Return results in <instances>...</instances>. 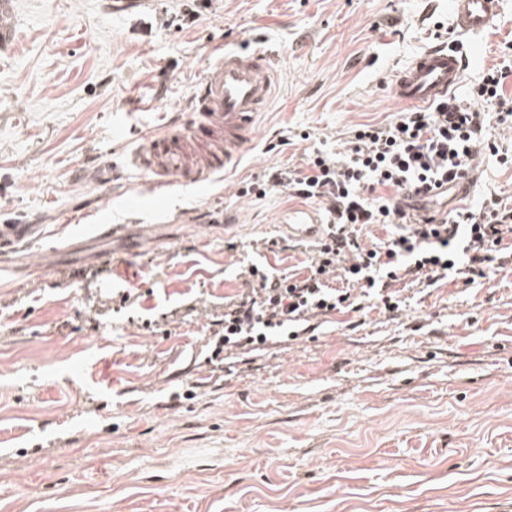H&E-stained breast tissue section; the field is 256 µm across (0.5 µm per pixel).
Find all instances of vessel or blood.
Masks as SVG:
<instances>
[{
  "mask_svg": "<svg viewBox=\"0 0 512 512\" xmlns=\"http://www.w3.org/2000/svg\"><path fill=\"white\" fill-rule=\"evenodd\" d=\"M502 4L503 0H448L462 36L483 33L499 15ZM468 65L467 54L458 46L443 43L427 48L396 72L391 94L407 107L431 106L454 93ZM276 80L271 54L230 50L215 55L194 96L200 120L190 140H150L132 152L129 166L145 174L144 186L151 192L162 187L158 174L191 160L202 172L228 170L251 143ZM282 227L290 239L298 241H317L326 235L324 225L305 207L289 210Z\"/></svg>",
  "mask_w": 512,
  "mask_h": 512,
  "instance_id": "b4317fda",
  "label": "vessel or blood"
}]
</instances>
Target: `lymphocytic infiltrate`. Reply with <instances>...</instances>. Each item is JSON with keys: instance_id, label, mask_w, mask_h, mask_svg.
<instances>
[{"instance_id": "lymphocytic-infiltrate-1", "label": "lymphocytic infiltrate", "mask_w": 512, "mask_h": 512, "mask_svg": "<svg viewBox=\"0 0 512 512\" xmlns=\"http://www.w3.org/2000/svg\"><path fill=\"white\" fill-rule=\"evenodd\" d=\"M512 60L484 70L465 96L424 110L403 109L386 123L356 128L345 152L320 150L302 166H277L245 183L241 197L275 190L321 204L336 228L312 245L304 271H241V292L224 303L211 358L264 350L273 339L312 335L313 318L336 313L394 314L399 284L472 285L512 266V202L496 195L440 218L430 204L461 179L479 151L512 164V153L487 139L491 124L512 128ZM384 235L367 243L363 230Z\"/></svg>"}]
</instances>
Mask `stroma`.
Instances as JSON below:
<instances>
[{"instance_id":"obj_1","label":"stroma","mask_w":512,"mask_h":512,"mask_svg":"<svg viewBox=\"0 0 512 512\" xmlns=\"http://www.w3.org/2000/svg\"><path fill=\"white\" fill-rule=\"evenodd\" d=\"M10 4L0 224L23 231L0 245V512H512V270L210 360L240 269L306 259L261 245L297 199L239 184L392 119L394 73L462 41L448 0ZM475 43L465 88L512 49V0ZM222 49L274 56L252 144L129 207L125 156L188 133ZM478 164L467 205L512 197V168Z\"/></svg>"}]
</instances>
